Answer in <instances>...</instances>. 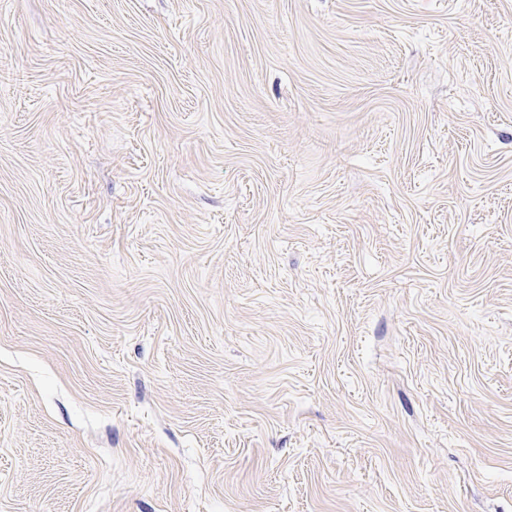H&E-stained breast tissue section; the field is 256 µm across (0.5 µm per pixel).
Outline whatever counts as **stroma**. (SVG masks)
<instances>
[{
	"instance_id": "obj_1",
	"label": "stroma",
	"mask_w": 512,
	"mask_h": 512,
	"mask_svg": "<svg viewBox=\"0 0 512 512\" xmlns=\"http://www.w3.org/2000/svg\"><path fill=\"white\" fill-rule=\"evenodd\" d=\"M0 512H512V0H0Z\"/></svg>"
}]
</instances>
